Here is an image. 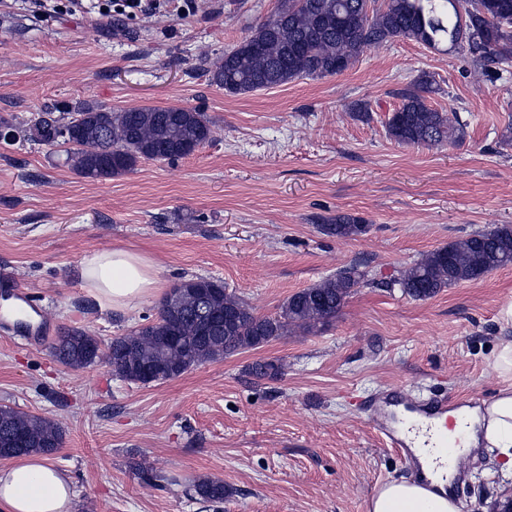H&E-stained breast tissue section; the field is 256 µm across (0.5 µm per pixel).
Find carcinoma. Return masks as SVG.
<instances>
[{
	"mask_svg": "<svg viewBox=\"0 0 512 512\" xmlns=\"http://www.w3.org/2000/svg\"><path fill=\"white\" fill-rule=\"evenodd\" d=\"M396 40L420 43L438 52L466 51L482 75L512 61V0H281L274 14L224 51L210 69L211 82L237 95L280 87L302 79L342 74L364 50ZM424 72L397 92L401 103L386 122L388 137L401 145H455L466 136L457 112L428 104L436 92ZM29 141L61 148L71 169L85 179L122 175L140 161L176 160L213 137L210 120L197 109L67 105L60 114L40 112L26 124ZM321 230L338 239L368 231L365 221L348 213L325 220ZM512 265V225L475 232L439 247L389 281L368 278L356 264L289 296L273 315L255 314L222 282L191 277L172 288L169 307L127 335L104 343L72 329L52 345L57 360L71 369L107 361L121 379L147 385L177 378L206 362L255 349L294 329L322 330L362 285L398 289L414 300H428L442 289L476 280ZM257 381L283 376L276 360L249 366ZM26 446L17 448L13 438ZM60 427L51 419L0 406V458L51 454L62 447ZM194 495L222 504L232 490L221 479H201Z\"/></svg>",
	"mask_w": 512,
	"mask_h": 512,
	"instance_id": "1",
	"label": "carcinoma"
}]
</instances>
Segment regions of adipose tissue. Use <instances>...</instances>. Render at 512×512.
I'll return each instance as SVG.
<instances>
[{"label": "adipose tissue", "mask_w": 512, "mask_h": 512, "mask_svg": "<svg viewBox=\"0 0 512 512\" xmlns=\"http://www.w3.org/2000/svg\"><path fill=\"white\" fill-rule=\"evenodd\" d=\"M81 275L87 288L104 306L132 310L161 289L159 271L148 256L123 248L86 257ZM501 334L491 365L502 382L489 401L449 411V436L458 438L451 458L435 449L417 447L416 476L383 485L370 498L368 512H460L451 491L455 457L483 448L512 477V302L502 306ZM74 484L45 457L30 455L0 467V512H71Z\"/></svg>", "instance_id": "1"}]
</instances>
